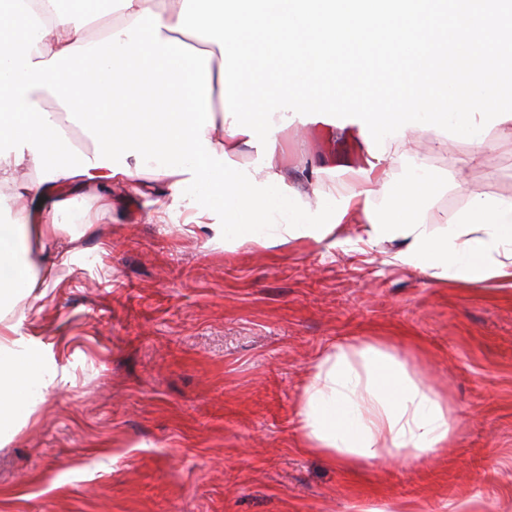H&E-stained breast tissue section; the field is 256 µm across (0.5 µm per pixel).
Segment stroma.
<instances>
[{
  "instance_id": "35a3bbf8",
  "label": "stroma",
  "mask_w": 512,
  "mask_h": 512,
  "mask_svg": "<svg viewBox=\"0 0 512 512\" xmlns=\"http://www.w3.org/2000/svg\"><path fill=\"white\" fill-rule=\"evenodd\" d=\"M320 121L279 132L289 169L312 157L336 191L353 145ZM416 134L444 180L512 196V154ZM74 192L93 212L78 255L23 301L18 335L62 380L0 444V512H512V282L435 281L368 246L355 225L322 241L225 248L187 211ZM372 338L447 401L437 458L394 452L351 476L302 449L299 404L319 355Z\"/></svg>"
}]
</instances>
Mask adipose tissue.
Wrapping results in <instances>:
<instances>
[{"label":"adipose tissue","instance_id":"adipose-tissue-1","mask_svg":"<svg viewBox=\"0 0 512 512\" xmlns=\"http://www.w3.org/2000/svg\"><path fill=\"white\" fill-rule=\"evenodd\" d=\"M217 45L201 65L191 41ZM512 0H0V186L19 169L27 206L0 224V440L28 421L55 375L15 333L7 306L64 256L51 247L70 195L154 192L221 221L224 244L319 241L344 224L434 280L512 279V197L468 191L447 224L424 218L441 180L407 147L464 139L512 152ZM336 112L362 161L335 194L306 200L316 168L289 175L276 131ZM78 126L93 143L76 146ZM264 141L257 166L230 155ZM34 244V251L21 247ZM303 447L346 470L406 450L431 458L454 429L443 398L378 343L335 345L303 388Z\"/></svg>","mask_w":512,"mask_h":512}]
</instances>
